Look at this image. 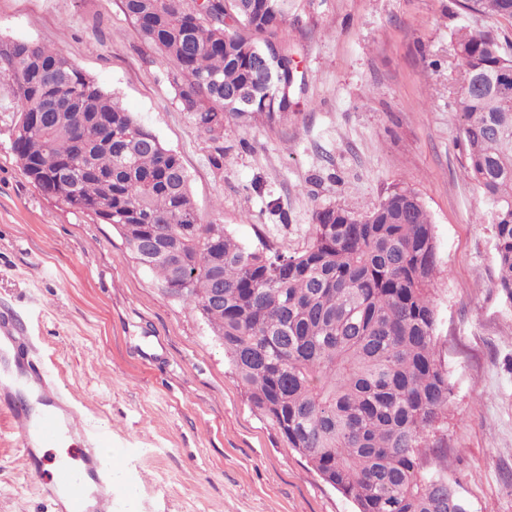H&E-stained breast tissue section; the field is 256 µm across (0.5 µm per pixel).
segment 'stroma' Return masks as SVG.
I'll use <instances>...</instances> for the list:
<instances>
[{"mask_svg": "<svg viewBox=\"0 0 512 512\" xmlns=\"http://www.w3.org/2000/svg\"><path fill=\"white\" fill-rule=\"evenodd\" d=\"M463 26L512 22L461 0H291L286 120L224 127V164L184 112L171 62L122 0H0V39L62 49L181 158L203 221L251 246L303 248L316 210L362 215L394 188L429 211L439 256L437 353L451 377L446 472L469 512H512V305L488 205L467 169L452 56ZM0 83V312L26 323L78 421L128 449L115 512H356L252 406L197 309L170 298L109 224L58 205L12 151ZM0 411V512H60Z\"/></svg>", "mask_w": 512, "mask_h": 512, "instance_id": "stroma-1", "label": "stroma"}]
</instances>
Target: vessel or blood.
<instances>
[{
  "label": "vessel or blood",
  "mask_w": 512,
  "mask_h": 512,
  "mask_svg": "<svg viewBox=\"0 0 512 512\" xmlns=\"http://www.w3.org/2000/svg\"><path fill=\"white\" fill-rule=\"evenodd\" d=\"M27 336V327L14 316L0 314V410L19 431L22 458L29 471L49 472L47 494L63 512H112L113 498L106 488L114 462L102 453L112 444L110 435L85 430L86 446L74 462L51 463L43 454L76 425L61 423V395L48 383V370L33 361Z\"/></svg>",
  "instance_id": "1"
}]
</instances>
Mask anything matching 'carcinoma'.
<instances>
[{"instance_id": "carcinoma-1", "label": "carcinoma", "mask_w": 512, "mask_h": 512, "mask_svg": "<svg viewBox=\"0 0 512 512\" xmlns=\"http://www.w3.org/2000/svg\"><path fill=\"white\" fill-rule=\"evenodd\" d=\"M140 36L173 63L175 96L213 141L230 122L288 118L296 63L280 36L289 0H123ZM463 7L512 20V0ZM458 79L507 80L508 94L462 86L468 169L491 209L496 288L512 303V52L491 30L454 33ZM265 55L274 86L252 69ZM0 81L19 118L12 151L61 205L110 224L165 292L198 309L248 399L286 446L358 512H468L432 448L448 414V370L436 353L434 225L419 196L389 193L358 216L317 210L301 251L249 247L201 223L180 157L60 48L0 40ZM247 92L242 110L226 98ZM55 96L76 110L45 111ZM221 289L218 303L211 289Z\"/></svg>"}]
</instances>
